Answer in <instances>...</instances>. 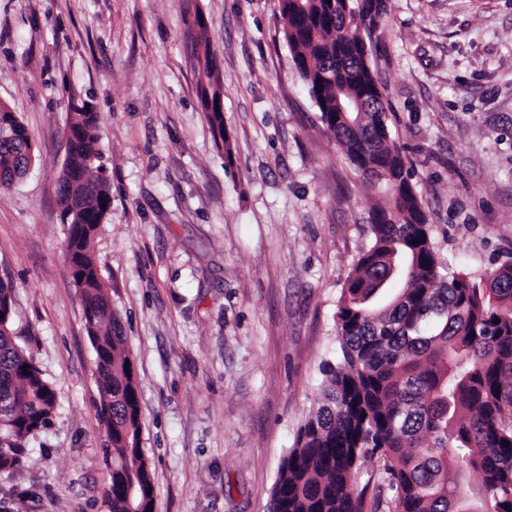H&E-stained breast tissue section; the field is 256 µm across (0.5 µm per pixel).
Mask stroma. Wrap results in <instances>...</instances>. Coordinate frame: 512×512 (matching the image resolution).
I'll return each mask as SVG.
<instances>
[{"mask_svg": "<svg viewBox=\"0 0 512 512\" xmlns=\"http://www.w3.org/2000/svg\"><path fill=\"white\" fill-rule=\"evenodd\" d=\"M0 0V102L36 160L0 191L13 335L57 407L0 512H107L95 351L64 252L70 102L100 117L112 196L93 248L126 337L153 512H268L336 356L340 290L379 194L323 125L277 0ZM370 61L447 272L512 259V0H386ZM221 64L218 148L185 65Z\"/></svg>", "mask_w": 512, "mask_h": 512, "instance_id": "1", "label": "stroma"}]
</instances>
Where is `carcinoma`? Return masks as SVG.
Masks as SVG:
<instances>
[{
  "label": "carcinoma",
  "instance_id": "obj_1",
  "mask_svg": "<svg viewBox=\"0 0 512 512\" xmlns=\"http://www.w3.org/2000/svg\"><path fill=\"white\" fill-rule=\"evenodd\" d=\"M279 8L321 122L384 196L372 212V240L340 292L336 357L322 365L319 405L283 461L269 512H362L366 488L356 473L372 462L381 464L378 498L388 512H512V261L476 278L447 274L438 257L407 158L389 132L381 83L360 51L378 39L385 0H279ZM187 63L229 156L216 56L198 44ZM362 97L375 102L372 110L349 108ZM99 123L89 103L71 105L60 220L96 354L108 512H152L137 383L91 250L111 206L95 165ZM34 161L26 126L0 103V189ZM11 291L0 283L1 471L23 466L56 407L51 384L14 342ZM468 471L481 476L476 490L461 481Z\"/></svg>",
  "mask_w": 512,
  "mask_h": 512
}]
</instances>
